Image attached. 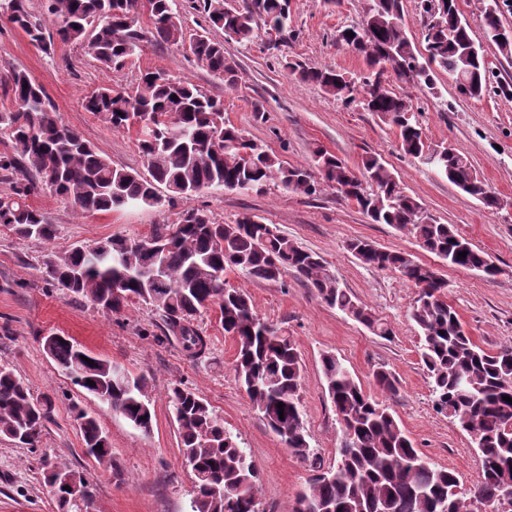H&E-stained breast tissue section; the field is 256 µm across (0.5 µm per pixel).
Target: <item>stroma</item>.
Returning a JSON list of instances; mask_svg holds the SVG:
<instances>
[{
  "label": "stroma",
  "mask_w": 512,
  "mask_h": 512,
  "mask_svg": "<svg viewBox=\"0 0 512 512\" xmlns=\"http://www.w3.org/2000/svg\"><path fill=\"white\" fill-rule=\"evenodd\" d=\"M370 0H289L288 29L275 50L258 40L248 45L225 41L210 28L202 0H174L173 8L187 33L208 32L224 40L225 55L235 64L236 82L212 75L183 46L143 41L125 66L106 69L82 45L56 44L52 55L36 49L28 36L0 19V78L14 68L26 70L42 84L59 120L76 131L113 165L144 171L145 161L135 131H115L83 107L85 97L103 85L132 88L147 70L159 69L187 79L224 104V119L276 155L283 165H304L320 146L359 167L363 156L379 155L414 196L441 223L484 251L500 270L496 280L479 272L451 267L421 249L409 234L386 224H373L351 202L327 189L314 195L271 186L264 192L205 189L181 196L159 208H124L84 217L57 196H32L49 223L57 227L53 241L20 239L0 228V365L12 368L34 394L49 395L53 410L39 446L21 448L0 438V512H55L41 475V459L68 466L92 484V512H191L194 478L180 454L179 426L168 394L188 386L204 398L224 421L240 447L246 448L259 475V512H289L313 464H336L340 424L328 397L321 357L331 352L343 360L356 381L371 388L377 368L397 379L398 393L389 404L413 445L432 461L454 471L463 486L480 477L481 465L467 435L433 404L430 379L420 354V332L410 318L415 288L397 273L362 264L349 250L356 238L411 254L437 267L447 280L448 301L474 341L489 350L512 343V98L494 93L459 99L447 73H439L434 91L405 89L391 81L394 92H408L430 142L449 143L464 153L477 173L506 202L489 212L446 178L405 155L395 128L359 102L347 103L291 76L281 59L291 56L316 67L355 77L364 69L355 53L339 47L338 29L363 18ZM202 209L220 224L243 215L275 225L299 246L318 253L342 285L387 321L392 336L374 335L362 324L328 307L294 275L259 282L228 270V285L247 293L266 321L287 328L304 368L302 405L312 457H295L267 426L234 371L235 343L225 336L215 310L196 321L210 339V351L193 361L175 338L164 337L159 311L133 303L109 315L91 303L46 285L41 274L50 252L110 237L136 239L155 225L175 224L185 211ZM70 337L93 355L118 363L153 383L154 419L150 433L132 427L122 416L75 386L45 353L43 338ZM97 413L112 445L113 465L86 454L73 407Z\"/></svg>",
  "instance_id": "obj_1"
}]
</instances>
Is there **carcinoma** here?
I'll return each mask as SVG.
<instances>
[{
  "label": "carcinoma",
  "mask_w": 512,
  "mask_h": 512,
  "mask_svg": "<svg viewBox=\"0 0 512 512\" xmlns=\"http://www.w3.org/2000/svg\"><path fill=\"white\" fill-rule=\"evenodd\" d=\"M483 38L512 56V28L501 21L500 0H480ZM209 26L225 38L249 44L259 34H282L288 0H250L240 9L227 0H203ZM55 32L46 33L44 19L30 13L25 0H0V16L15 24L42 52L55 42L80 43L106 68L124 66L140 49L139 15L148 13V33L159 44L194 42L192 54L214 76L235 82V69L224 55V42L205 34L187 36L172 0H48ZM423 17L419 51L402 22L401 0H371L367 29L351 25L337 30L336 42L362 57L359 78L331 69L285 60L283 68L302 82L319 85L394 127L402 151L445 176L460 192L487 210L502 209L495 191L482 180L470 160L454 150L426 144L411 101L394 93L388 75L420 91L435 88L438 73L452 78L463 99L480 98L504 85H493L483 42L475 40L462 20L458 0H420ZM354 36H349V33ZM472 47L465 55L462 49ZM0 94L12 107L0 111V133L13 151L0 152V176L14 180L12 193L0 196V227L19 238L51 241L57 228L28 199L48 191L83 214L124 207L162 206L172 187L191 194L211 187L263 191L274 184L287 192L313 195L328 187L352 200L374 224H388L412 235L425 251L450 266L493 279L502 270L487 254L462 237L453 225L441 224L407 194L377 155L362 160L355 171L336 155L318 147L307 166L285 167L262 145L224 121L223 103L199 86L170 77L162 70L144 72L131 90L104 86L84 100L86 111L115 131L136 128L147 173L117 168L112 161L57 118L42 85L26 71L12 69L0 80ZM152 125L136 126L137 113ZM349 250L363 264L398 273L417 289L411 317L421 330L420 356L431 379L438 412L467 432L482 464L480 480L466 489L452 471L438 466L414 448L391 408L355 381L333 353L322 355L329 398L342 427L336 467L315 468L295 496L291 512H309L320 503L327 512H499L512 488V344L487 350L464 334L462 322L448 303L438 270L412 255L384 249L355 238ZM466 252L465 257L458 256ZM234 268L248 277L277 282L292 272L304 279L329 307L367 327L374 335L392 334L349 289L340 285L321 256L305 250L272 224L245 216L219 224L203 210L183 213L179 223L158 225L141 239L111 238L47 254L43 269L48 284L62 288L111 314L138 301L162 312L167 332L177 337L186 357L198 359L209 342L194 325L203 310L215 307L224 334L236 344L239 384L266 424L292 454L310 457L301 401L303 365L288 330L266 322L250 296L229 288L224 271ZM43 349L73 384L107 405L144 434L153 427L151 380L95 357L72 339L44 338ZM94 361L89 365L87 360ZM95 385L90 386L87 380ZM381 393L394 397L397 381L389 371L374 372ZM169 402L180 425L182 457L195 480L191 512H259L258 472L224 421L189 387L170 390ZM284 418H279L278 403ZM48 397L35 398L9 368L0 366V436L23 448L38 446L52 410ZM87 455L113 464L112 448L96 414L77 406ZM102 448H97V445ZM57 512H81L93 500V488L73 470L55 466L44 472Z\"/></svg>",
  "instance_id": "cac0c4a2"
}]
</instances>
